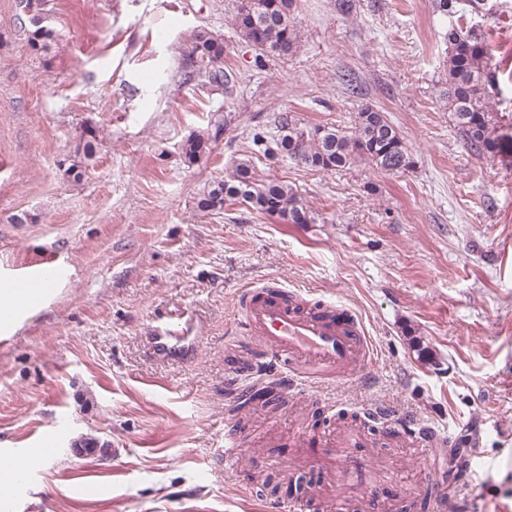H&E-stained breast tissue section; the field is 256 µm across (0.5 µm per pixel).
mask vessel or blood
<instances>
[{"mask_svg":"<svg viewBox=\"0 0 512 512\" xmlns=\"http://www.w3.org/2000/svg\"><path fill=\"white\" fill-rule=\"evenodd\" d=\"M53 263L19 272L9 279L12 294L32 297L47 286ZM234 315L247 337L255 339L265 359L255 367L259 378L270 380L280 392L310 385L324 378L352 379L367 372L374 359L370 340L358 319L335 304L306 302L299 294L277 285L245 288L238 295ZM190 327L155 329L150 338L154 351L177 354L188 340ZM411 447L444 444L447 434L433 427L404 428ZM297 448H314L311 460L336 479L331 495L338 512L362 505L373 493L371 485L353 479L354 470H371L375 480L393 483V471L369 455L373 439L348 428L325 437L304 430L288 439Z\"/></svg>","mask_w":512,"mask_h":512,"instance_id":"obj_1","label":"vessel or blood"}]
</instances>
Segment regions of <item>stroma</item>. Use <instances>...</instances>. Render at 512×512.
Wrapping results in <instances>:
<instances>
[{
	"mask_svg": "<svg viewBox=\"0 0 512 512\" xmlns=\"http://www.w3.org/2000/svg\"><path fill=\"white\" fill-rule=\"evenodd\" d=\"M355 3L345 14L299 0L296 50L260 59L232 26L239 0H41L53 37L38 51L26 0H0V289L45 260L63 268L34 304L0 302V459L56 445L0 490V512H271L321 475L272 468L300 451L270 453L267 437H377L390 430L378 408L450 442L381 447L400 487L371 512H426L420 496L461 482L478 496L455 512L512 505V147L480 156L457 135L432 0ZM479 24L498 72L491 105L512 135V0H487ZM200 29L223 40L232 87L188 79ZM365 105L400 130L412 169L326 173L251 151L250 133L280 114L348 128ZM88 128L100 150L75 183L65 169ZM207 128L219 131L211 153L185 166L183 141ZM246 157L316 223L200 210L208 184ZM271 281L353 310L373 344L369 374L241 407L256 353L236 346L233 308L240 289ZM187 320L186 350L156 356L152 331ZM228 428L244 442L234 474ZM84 438L117 453L75 455Z\"/></svg>",
	"mask_w": 512,
	"mask_h": 512,
	"instance_id": "1",
	"label": "stroma"
}]
</instances>
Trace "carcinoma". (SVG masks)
I'll use <instances>...</instances> for the list:
<instances>
[{"instance_id":"obj_1","label":"carcinoma","mask_w":512,"mask_h":512,"mask_svg":"<svg viewBox=\"0 0 512 512\" xmlns=\"http://www.w3.org/2000/svg\"><path fill=\"white\" fill-rule=\"evenodd\" d=\"M485 0H433L434 13L447 20L443 38L448 43L445 60L447 79L442 99L447 102L452 122L463 144L478 153H499L504 137L496 134L495 115L489 97L496 86L495 72L489 64L488 46L475 26H465L460 19L484 11ZM297 0H240L235 15V29L241 38L262 56L286 57L298 40ZM28 42L42 48L52 32L30 18ZM191 62L202 61L207 68V83L227 87L231 74L224 71V42L206 30L192 37ZM218 134L199 132L190 135L181 147V160L192 167L207 157ZM268 159L286 157L299 166L338 172L364 163L374 169L399 173L414 166L404 138L384 112L367 105L357 113L352 130L318 125L301 127L292 117L278 118L277 134L253 138ZM97 135L84 131L76 144L73 163L66 169L75 181L82 179L84 168L94 159ZM240 203L250 209L288 224H315L316 214L287 183L266 178L249 160L234 161L225 179L213 184L199 201L203 209L220 211L224 205Z\"/></svg>"}]
</instances>
